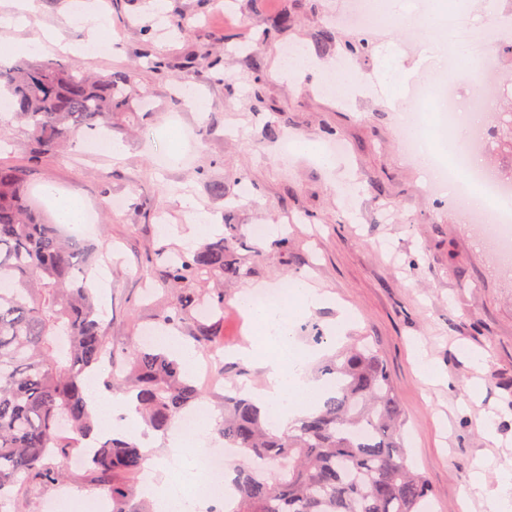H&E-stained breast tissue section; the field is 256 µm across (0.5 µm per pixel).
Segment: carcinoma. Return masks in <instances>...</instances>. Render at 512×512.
Masks as SVG:
<instances>
[{
  "label": "carcinoma",
  "mask_w": 512,
  "mask_h": 512,
  "mask_svg": "<svg viewBox=\"0 0 512 512\" xmlns=\"http://www.w3.org/2000/svg\"><path fill=\"white\" fill-rule=\"evenodd\" d=\"M0 92L24 126L33 154L66 147L81 130L112 131V113L132 97L124 71L92 76L65 59L0 66ZM30 172L0 165V509L21 484H55L71 450L90 438L98 418L85 389L113 351L90 288L97 255L64 235L28 202ZM224 235L188 254L154 253L176 301L156 318L165 330L192 324L204 351L220 345L224 294L190 287L240 269L225 259ZM336 391L320 409L280 433L245 397L224 399L220 432L237 450L232 512H427L431 490L408 463L404 414L379 353L358 338L324 362ZM112 384L133 394L136 411L166 432L202 390L180 360L156 346L129 354ZM146 452L128 438L102 436L85 453L89 475L109 487L112 512H151L136 501Z\"/></svg>",
  "instance_id": "obj_1"
}]
</instances>
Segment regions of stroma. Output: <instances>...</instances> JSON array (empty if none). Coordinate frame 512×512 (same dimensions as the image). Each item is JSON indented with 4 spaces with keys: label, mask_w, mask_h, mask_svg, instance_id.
<instances>
[{
    "label": "stroma",
    "mask_w": 512,
    "mask_h": 512,
    "mask_svg": "<svg viewBox=\"0 0 512 512\" xmlns=\"http://www.w3.org/2000/svg\"><path fill=\"white\" fill-rule=\"evenodd\" d=\"M38 10L22 30L0 27V43L56 30L62 42L85 40L90 21L74 16L75 0H36ZM112 24L109 52L73 60L107 75L131 72L139 91L129 111L112 116V138L125 155L115 161L81 135L75 147L36 159L26 132L0 125V164L28 168V197L49 213L44 190L80 196L94 224L71 227L98 248V300L116 361L153 326L174 299L152 263L158 248L196 250L191 200L212 223L233 229L226 257L242 276L224 277V340L241 343L247 325L235 303L243 288L309 277L338 297L336 306L298 318L295 339L318 353L310 366L351 337L377 345L408 418L409 460L431 489L430 512H486L467 499L469 474L484 459H512V268L503 266L475 232V223L447 198L429 193L424 171L403 153L396 111L383 75L385 53H394L407 79L401 88L439 65L438 44L407 46L401 34L376 28H329L327 19L349 0H230L237 22L224 18L219 0H165L168 14L196 18L181 38L156 37L144 56V31L154 26L153 0H91ZM292 21L264 38L281 12ZM333 36L320 41L324 29ZM209 60H195L200 47ZM324 62L326 76L341 75L354 92L344 99L318 90L309 74L289 71L291 49ZM169 62L168 75L154 59ZM349 71L339 74L340 60ZM209 103L206 112L187 105V92ZM193 133L174 137L175 128ZM318 146L340 142L336 169L307 155L282 153L284 140ZM224 187L215 194L213 185ZM268 229L251 237L252 225ZM352 311L336 333L340 309ZM455 381V391L416 374L415 350ZM498 418V438L487 440L476 421ZM96 502L104 489L83 468H70L64 487L33 485L15 491L5 512H45L61 491Z\"/></svg>",
    "instance_id": "1"
}]
</instances>
